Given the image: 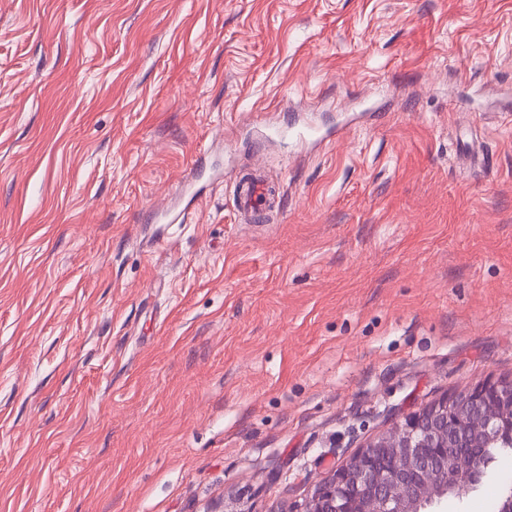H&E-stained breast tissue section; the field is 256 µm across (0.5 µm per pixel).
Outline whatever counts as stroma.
Masks as SVG:
<instances>
[{
    "instance_id": "35a3bbf8",
    "label": "stroma",
    "mask_w": 512,
    "mask_h": 512,
    "mask_svg": "<svg viewBox=\"0 0 512 512\" xmlns=\"http://www.w3.org/2000/svg\"><path fill=\"white\" fill-rule=\"evenodd\" d=\"M508 378L512 0H0V512H297ZM235 192L237 209L244 216L259 213L270 205L265 186L256 177L239 180Z\"/></svg>"
}]
</instances>
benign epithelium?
<instances>
[{
    "instance_id": "1",
    "label": "benign epithelium",
    "mask_w": 512,
    "mask_h": 512,
    "mask_svg": "<svg viewBox=\"0 0 512 512\" xmlns=\"http://www.w3.org/2000/svg\"><path fill=\"white\" fill-rule=\"evenodd\" d=\"M482 427L460 449L493 463L512 444V378L482 380L440 398L381 433L319 480L297 512H424L478 478L448 467V448L465 421Z\"/></svg>"
}]
</instances>
